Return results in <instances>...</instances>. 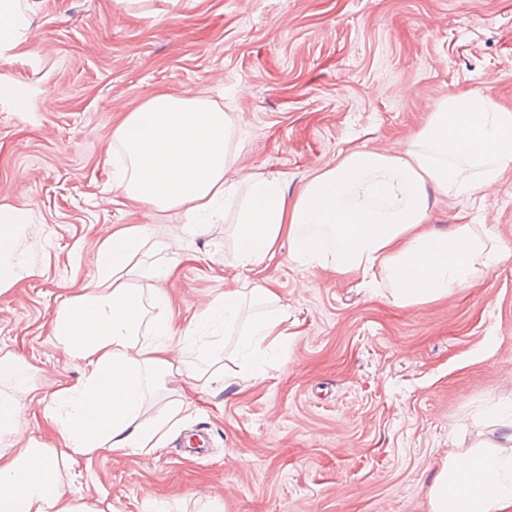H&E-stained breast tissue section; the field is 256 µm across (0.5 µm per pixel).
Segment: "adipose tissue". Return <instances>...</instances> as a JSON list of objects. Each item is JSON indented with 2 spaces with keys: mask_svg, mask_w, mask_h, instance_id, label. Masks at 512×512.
Instances as JSON below:
<instances>
[{
  "mask_svg": "<svg viewBox=\"0 0 512 512\" xmlns=\"http://www.w3.org/2000/svg\"><path fill=\"white\" fill-rule=\"evenodd\" d=\"M26 31L19 0H0V56L19 48ZM113 136L125 156L117 181L128 197L158 211L182 209L194 222L217 215L220 201L233 194L225 173L238 148L233 119L219 108L162 93L128 113ZM511 164L512 109L470 91L448 96L404 153L351 152L291 200L277 180H251L236 230L239 264L262 265L284 239L300 265L352 275L379 268L392 284L394 304H427L467 287L477 257L495 258L470 225L426 231L431 191L474 192ZM27 215L0 204V295L37 274L18 258ZM164 248L138 225L107 233L95 278L60 302L52 335L85 367L78 383L54 391L43 416L63 447L23 437L20 397L30 390L31 366L0 351V512H103L70 493L78 459L152 452L189 408L180 400L153 419L140 417L147 394L165 378L188 384L200 378L174 345L171 323L149 320L151 306L136 286L161 275L145 257ZM247 299L267 304L277 295L260 285L227 291L200 319L233 318ZM147 324L154 329L150 342L141 337ZM507 409L494 439L449 452L428 488L429 512H512V401Z\"/></svg>",
  "mask_w": 512,
  "mask_h": 512,
  "instance_id": "ef3b65f1",
  "label": "adipose tissue"
}]
</instances>
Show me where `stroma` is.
Here are the masks:
<instances>
[{
	"label": "stroma",
	"mask_w": 512,
	"mask_h": 512,
	"mask_svg": "<svg viewBox=\"0 0 512 512\" xmlns=\"http://www.w3.org/2000/svg\"><path fill=\"white\" fill-rule=\"evenodd\" d=\"M23 46L0 56V203L30 210L19 254L38 277L0 296V349L35 366L28 429L54 446L42 413L81 360L51 334L61 299L96 273L105 229L163 235L167 276L141 281L177 333L212 298L257 284L278 302L185 347L215 352L223 386L168 382L149 419L188 395L197 408L145 454L81 459L75 496L106 512H429L449 448L489 435L484 414L512 395V166L469 196H430L428 230H492L500 259L471 286L402 308L383 273L361 279L293 262L287 241L250 271L235 245L238 202L196 230L113 182L112 133L161 92L235 118L229 180L274 178L295 198L355 150L402 152L460 90L512 107V0H21ZM282 318L260 371L242 367L255 314Z\"/></svg>",
	"instance_id": "1"
}]
</instances>
